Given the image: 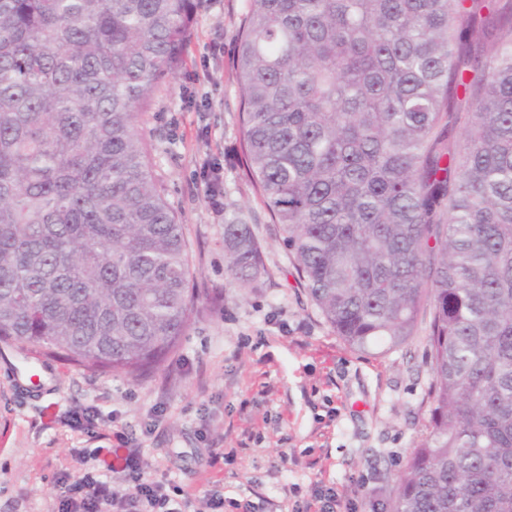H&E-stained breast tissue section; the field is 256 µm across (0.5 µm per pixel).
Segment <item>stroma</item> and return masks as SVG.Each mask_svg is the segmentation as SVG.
I'll return each mask as SVG.
<instances>
[{
    "label": "stroma",
    "instance_id": "stroma-1",
    "mask_svg": "<svg viewBox=\"0 0 512 512\" xmlns=\"http://www.w3.org/2000/svg\"><path fill=\"white\" fill-rule=\"evenodd\" d=\"M244 11L245 0H202L184 61L141 125L155 182L190 243L200 315L141 381L60 360L45 391L27 396L13 364L0 362V512H57L70 449L114 460L118 431L140 445L148 475L194 499L215 486L257 512H291L331 487L354 512H387L427 433L430 310L400 347L351 349L298 281L278 226L234 162ZM213 162L224 166L225 208H245L262 246L265 273L245 292L225 269L224 218L201 186ZM88 407L98 413L93 428L74 430L73 411Z\"/></svg>",
    "mask_w": 512,
    "mask_h": 512
}]
</instances>
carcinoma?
<instances>
[{
  "mask_svg": "<svg viewBox=\"0 0 512 512\" xmlns=\"http://www.w3.org/2000/svg\"><path fill=\"white\" fill-rule=\"evenodd\" d=\"M248 0L238 161L351 348L432 308L390 512H512V0ZM196 0H0V341L150 377L199 315L139 124ZM479 34L492 51L484 54ZM224 257L264 268L243 211Z\"/></svg>",
  "mask_w": 512,
  "mask_h": 512,
  "instance_id": "1",
  "label": "carcinoma"
}]
</instances>
